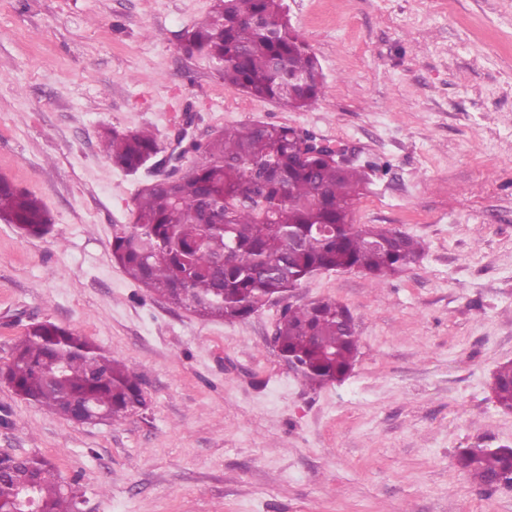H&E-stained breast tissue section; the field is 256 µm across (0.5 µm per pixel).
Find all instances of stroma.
I'll return each mask as SVG.
<instances>
[{"label":"stroma","instance_id":"35a3bbf8","mask_svg":"<svg viewBox=\"0 0 512 512\" xmlns=\"http://www.w3.org/2000/svg\"><path fill=\"white\" fill-rule=\"evenodd\" d=\"M214 0H0V176L53 232L0 220V366L34 322L87 336L140 379L146 405L80 425L0 384V454L49 460L80 512H512L462 448L512 446L492 375L512 362V0H285L326 82L305 111L225 85L178 40ZM288 125L369 175L353 221L423 241L381 288L321 271L292 300L346 305L351 374L321 387L271 342L283 310L207 321L112 259L147 174L117 168L102 127Z\"/></svg>","mask_w":512,"mask_h":512}]
</instances>
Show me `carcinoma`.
Wrapping results in <instances>:
<instances>
[{
  "label": "carcinoma",
  "mask_w": 512,
  "mask_h": 512,
  "mask_svg": "<svg viewBox=\"0 0 512 512\" xmlns=\"http://www.w3.org/2000/svg\"><path fill=\"white\" fill-rule=\"evenodd\" d=\"M182 49L212 63L253 97L305 110L325 83L310 46L289 23L284 0H216L211 15L183 31ZM100 141L113 164L142 169L160 150L147 130L105 127ZM175 182H149L134 197L129 224L112 225V257L125 274L176 306L193 301L201 318L246 319L321 270H355L377 286L423 254L418 239L352 223L365 175L303 150L298 132L260 121L226 127ZM0 218L26 235L52 230L32 194L0 177ZM344 305L324 299L285 307L276 329L284 357L324 385L352 371L359 338ZM0 380L21 399L80 424L115 422L145 405L139 378L100 345L53 322L30 327ZM500 408L512 410V362L494 373ZM460 468L475 483L512 488V448H464ZM34 483L40 512H79L77 489L44 458L0 456V512H20L21 488Z\"/></svg>",
  "instance_id": "cac0c4a2"
}]
</instances>
